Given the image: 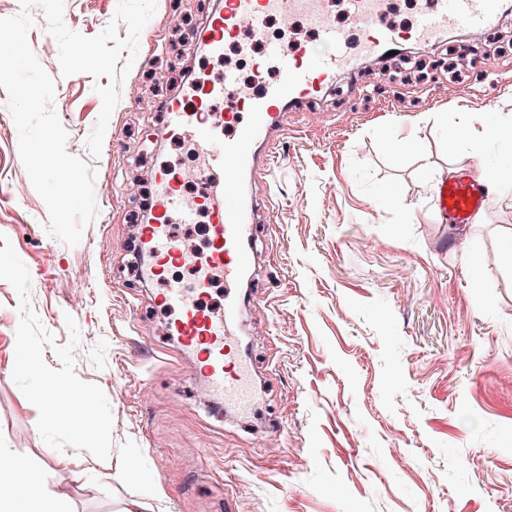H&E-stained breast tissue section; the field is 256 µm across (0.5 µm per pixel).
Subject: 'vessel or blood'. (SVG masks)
Returning <instances> with one entry per match:
<instances>
[{
  "label": "vessel or blood",
  "mask_w": 512,
  "mask_h": 512,
  "mask_svg": "<svg viewBox=\"0 0 512 512\" xmlns=\"http://www.w3.org/2000/svg\"><path fill=\"white\" fill-rule=\"evenodd\" d=\"M394 5L395 0H224L196 35L195 51L220 60L226 46L249 55L255 45L264 44L252 81H241L230 67L220 76L202 69L186 101L165 105L170 136L190 142L198 162L157 170L152 217L141 227L140 271L159 279L169 266L194 270L191 283L167 281L159 301L174 314L173 330L194 355L209 392L229 404L245 407L252 401L238 336L243 319L237 289L254 257L250 226L257 210L245 185L275 161L274 144L288 129L289 112L321 97L360 58L395 51L403 41L426 47L454 28L483 31L502 0H430L401 32L390 22ZM339 9L350 29L334 23ZM271 18L281 24L273 40L266 31ZM302 20L317 32L322 51L293 37ZM193 181L200 183L199 193L185 192V184ZM486 198L485 185L474 172L443 180L436 189L438 207L452 224L472 223ZM202 215L208 219L206 248L184 249L172 234L173 225L195 223ZM218 276L224 279V306L216 310L204 299Z\"/></svg>",
  "instance_id": "vessel-or-blood-1"
}]
</instances>
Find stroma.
<instances>
[{
	"label": "stroma",
	"instance_id": "1",
	"mask_svg": "<svg viewBox=\"0 0 512 512\" xmlns=\"http://www.w3.org/2000/svg\"><path fill=\"white\" fill-rule=\"evenodd\" d=\"M117 3L64 0L63 22L97 35ZM207 3L157 0L107 126L114 144L96 159L94 87L109 79L61 76L32 10L28 42L56 80L66 149L110 199L79 244L48 233L0 88V448L37 469L53 512H124L133 500L141 512H512V135L477 155L449 138L512 119V52L458 28L448 36L471 51L468 96H446L443 43H408L290 112L277 167L246 184L266 217L252 227L240 333L259 389L237 415L204 396L156 303L159 282L136 269L154 168L193 163L166 134L171 90L157 76L205 67L181 25ZM408 136L412 151H389ZM465 170L497 183L456 227L435 187ZM58 376L88 399L62 425L38 396Z\"/></svg>",
	"mask_w": 512,
	"mask_h": 512
}]
</instances>
